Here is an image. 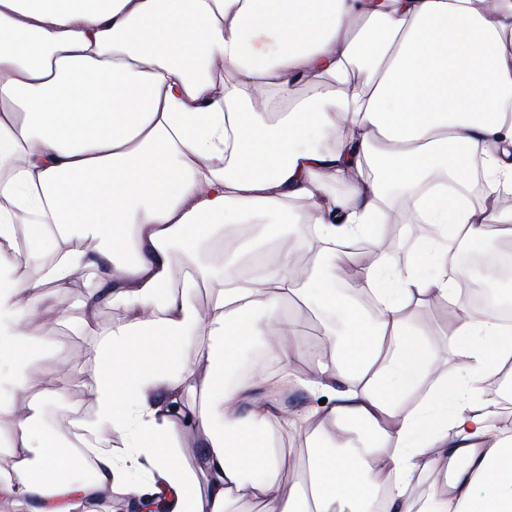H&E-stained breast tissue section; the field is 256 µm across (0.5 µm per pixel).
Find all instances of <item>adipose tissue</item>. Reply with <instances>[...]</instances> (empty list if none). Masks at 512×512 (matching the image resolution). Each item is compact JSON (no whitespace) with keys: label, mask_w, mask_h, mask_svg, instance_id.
<instances>
[{"label":"adipose tissue","mask_w":512,"mask_h":512,"mask_svg":"<svg viewBox=\"0 0 512 512\" xmlns=\"http://www.w3.org/2000/svg\"><path fill=\"white\" fill-rule=\"evenodd\" d=\"M302 83L313 89L305 98L295 95ZM340 123L349 137L325 149ZM476 158L493 190L511 194L512 0H0V384H36L27 366L42 342L23 324L34 310L23 295L103 268L83 326L94 331L103 300L127 319L98 343V412L86 432H120L129 446L95 449L94 479L73 483L84 456L40 431L36 404L0 396V452L32 458L0 473V493L34 499L37 512H88L98 490L136 493L131 479L146 472L169 512L250 502L261 512H512V434L488 442L490 412L475 394L512 359V324L463 309L447 243L427 242L402 268L372 251L355 282L379 305L369 317L329 270L295 279L285 252L238 277L234 265L253 252L221 233L270 215L268 240L303 224L309 248L339 259L364 225L387 223L396 187L416 199L406 223L453 228L483 252L485 223H511L512 208L449 197ZM346 167L343 194L329 195ZM21 220L29 257L52 239L67 244L39 280L11 276ZM77 237L103 248L88 254L72 247ZM205 248L223 254L226 272L202 313L192 295L213 275L198 259ZM429 265L437 274L427 278ZM292 298L339 323L328 328L336 357L311 383L332 403L309 437L307 477L283 492L273 436L259 427L272 413L253 400V377L235 371L243 349L272 350L293 333ZM430 302L458 309L451 340L468 366L414 405L407 397L436 356L406 310ZM202 334L207 348L185 360L182 346ZM191 377L203 401L189 421L207 430L203 493L177 452L189 421L170 411ZM328 429L344 446L328 445ZM442 459L452 496L413 506L417 471Z\"/></svg>","instance_id":"1"}]
</instances>
